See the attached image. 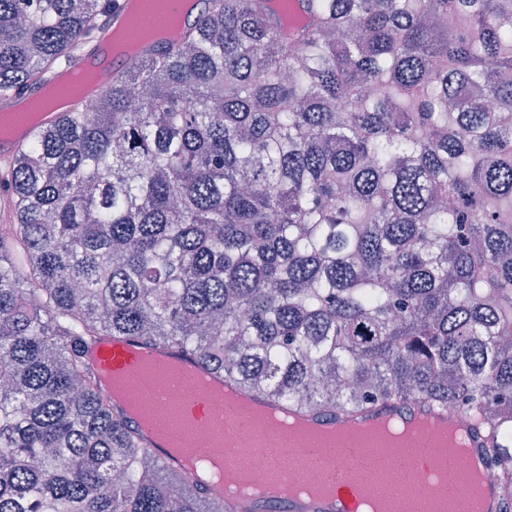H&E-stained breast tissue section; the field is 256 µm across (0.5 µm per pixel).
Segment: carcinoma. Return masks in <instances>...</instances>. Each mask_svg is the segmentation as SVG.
<instances>
[{"label": "carcinoma", "instance_id": "carcinoma-1", "mask_svg": "<svg viewBox=\"0 0 512 512\" xmlns=\"http://www.w3.org/2000/svg\"><path fill=\"white\" fill-rule=\"evenodd\" d=\"M207 2L3 173L0 512H231L113 413L106 333L303 411H455L512 512V0ZM104 6L0 0V95Z\"/></svg>", "mask_w": 512, "mask_h": 512}]
</instances>
